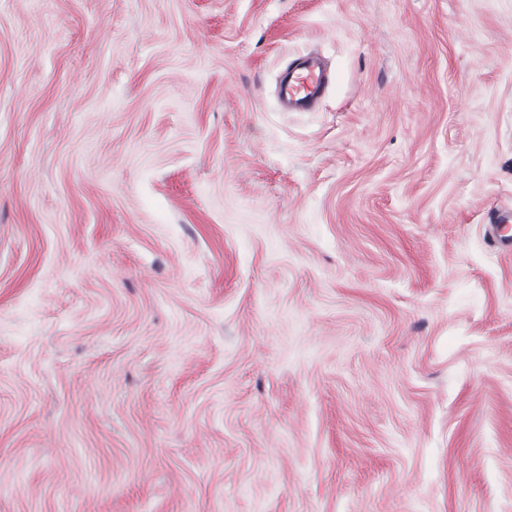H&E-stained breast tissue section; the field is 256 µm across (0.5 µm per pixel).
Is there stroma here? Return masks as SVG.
<instances>
[{
  "label": "stroma",
  "instance_id": "35a3bbf8",
  "mask_svg": "<svg viewBox=\"0 0 512 512\" xmlns=\"http://www.w3.org/2000/svg\"><path fill=\"white\" fill-rule=\"evenodd\" d=\"M507 208L512 0H0V512H512ZM331 80L329 71L325 70L315 57L297 58L295 67L288 73L282 88L288 108L293 110L311 108ZM511 219V213H497L491 217L490 221L495 229L497 246L505 250L512 248V226L509 224Z\"/></svg>",
  "mask_w": 512,
  "mask_h": 512
}]
</instances>
